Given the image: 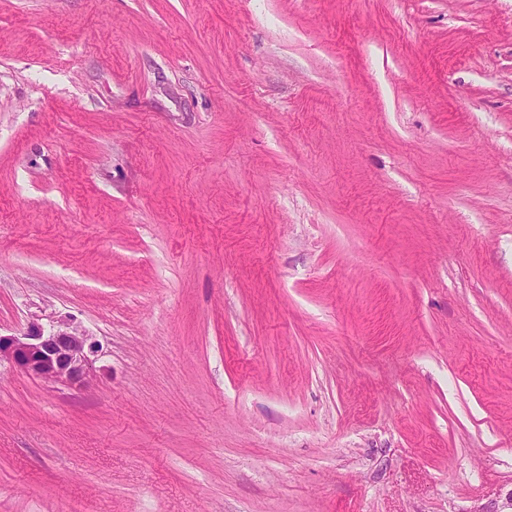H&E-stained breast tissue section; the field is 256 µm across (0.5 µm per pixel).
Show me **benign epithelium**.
Returning <instances> with one entry per match:
<instances>
[{
    "label": "benign epithelium",
    "instance_id": "1",
    "mask_svg": "<svg viewBox=\"0 0 512 512\" xmlns=\"http://www.w3.org/2000/svg\"><path fill=\"white\" fill-rule=\"evenodd\" d=\"M98 352L92 336L66 317L56 319L48 329L34 318L19 334H0V362L43 381L79 389L90 385L92 356Z\"/></svg>",
    "mask_w": 512,
    "mask_h": 512
}]
</instances>
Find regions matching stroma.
<instances>
[{
  "mask_svg": "<svg viewBox=\"0 0 512 512\" xmlns=\"http://www.w3.org/2000/svg\"><path fill=\"white\" fill-rule=\"evenodd\" d=\"M0 512H496L512 0H0ZM99 344L66 317L46 330L32 318L19 334L0 333V364L7 361L23 373L50 383L85 388L95 375L93 359Z\"/></svg>",
  "mask_w": 512,
  "mask_h": 512,
  "instance_id": "stroma-1",
  "label": "stroma"
}]
</instances>
